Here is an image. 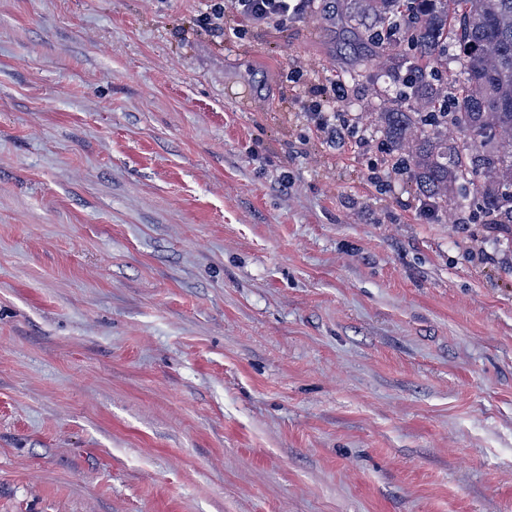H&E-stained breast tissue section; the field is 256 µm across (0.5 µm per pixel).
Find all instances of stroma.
<instances>
[{
  "instance_id": "stroma-1",
  "label": "stroma",
  "mask_w": 512,
  "mask_h": 512,
  "mask_svg": "<svg viewBox=\"0 0 512 512\" xmlns=\"http://www.w3.org/2000/svg\"><path fill=\"white\" fill-rule=\"evenodd\" d=\"M211 5L0 0V512H512V224L422 213L338 0ZM241 21L250 25H269L296 16L315 0H227ZM331 100L327 97L319 100L311 99L307 105V110L317 118L316 123L319 129L328 130L336 138V130L341 131L345 129V125L341 123L336 124L337 121H340V118L334 107L331 106L333 102Z\"/></svg>"
}]
</instances>
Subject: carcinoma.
Returning a JSON list of instances; mask_svg holds the SVG:
<instances>
[{
    "label": "carcinoma",
    "instance_id": "cac0c4a2",
    "mask_svg": "<svg viewBox=\"0 0 512 512\" xmlns=\"http://www.w3.org/2000/svg\"><path fill=\"white\" fill-rule=\"evenodd\" d=\"M347 20L406 88L400 107L372 117L392 170L420 196L459 210L467 191L484 215L512 224V0H342ZM410 43L417 56L400 52ZM462 72L442 77L448 51ZM457 138L448 137V132Z\"/></svg>",
    "mask_w": 512,
    "mask_h": 512
}]
</instances>
